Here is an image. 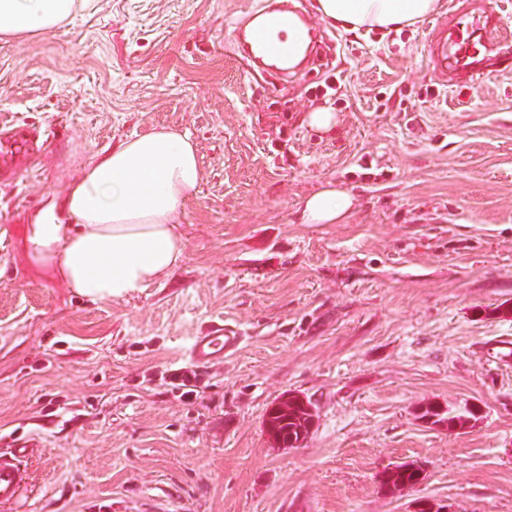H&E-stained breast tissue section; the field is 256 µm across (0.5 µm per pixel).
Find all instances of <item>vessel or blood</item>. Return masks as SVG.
Masks as SVG:
<instances>
[{
    "instance_id": "vessel-or-blood-1",
    "label": "vessel or blood",
    "mask_w": 512,
    "mask_h": 512,
    "mask_svg": "<svg viewBox=\"0 0 512 512\" xmlns=\"http://www.w3.org/2000/svg\"><path fill=\"white\" fill-rule=\"evenodd\" d=\"M294 21L295 15L289 10L264 12L245 37L248 55L261 60H287L292 51L282 34ZM505 30L502 16L489 10L486 0H450L447 11L434 19L429 33V62L440 84L454 86V74L459 70L466 71L469 81L480 80L485 73L484 60L497 56L507 43ZM239 342L234 330L214 323L193 336L189 358L198 365L214 364ZM19 487L15 465L0 459V502L14 499Z\"/></svg>"
}]
</instances>
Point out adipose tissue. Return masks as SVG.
Masks as SVG:
<instances>
[{"mask_svg": "<svg viewBox=\"0 0 512 512\" xmlns=\"http://www.w3.org/2000/svg\"><path fill=\"white\" fill-rule=\"evenodd\" d=\"M77 0H0V36L25 39L65 22ZM438 0H318L322 19L348 32L413 27ZM202 180L188 130L158 125L79 164L26 227L27 256L77 296L121 301L166 281L185 253V204ZM354 196L333 182L306 196L304 224L341 223Z\"/></svg>", "mask_w": 512, "mask_h": 512, "instance_id": "ef3b65f1", "label": "adipose tissue"}]
</instances>
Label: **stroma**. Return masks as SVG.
Segmentation results:
<instances>
[{"label":"stroma","mask_w":512,"mask_h":512,"mask_svg":"<svg viewBox=\"0 0 512 512\" xmlns=\"http://www.w3.org/2000/svg\"><path fill=\"white\" fill-rule=\"evenodd\" d=\"M273 2L81 0L0 40V127L57 131L0 184V452L33 442L0 512H512V76L446 90L427 22L353 34L317 0L290 3L336 49L252 74L233 32ZM156 125L188 130L202 170L173 276L91 302L36 275L46 196ZM329 181L356 196L344 223H299ZM214 321L244 341L183 398L169 377ZM291 392L314 423L283 448L265 420ZM430 405L479 414L451 430ZM411 461L425 480L386 490ZM338 123V115L324 106H317L306 116V124L320 135L331 133Z\"/></svg>","instance_id":"35a3bbf8"}]
</instances>
